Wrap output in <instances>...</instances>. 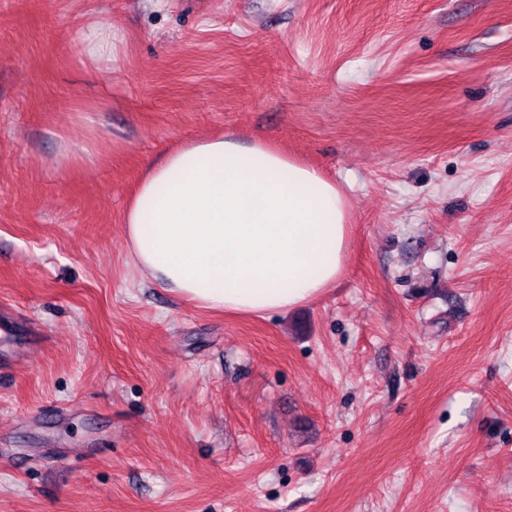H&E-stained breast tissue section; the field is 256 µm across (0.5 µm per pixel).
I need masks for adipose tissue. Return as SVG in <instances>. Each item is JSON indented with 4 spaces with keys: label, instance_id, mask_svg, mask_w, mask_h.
<instances>
[{
    "label": "adipose tissue",
    "instance_id": "1",
    "mask_svg": "<svg viewBox=\"0 0 512 512\" xmlns=\"http://www.w3.org/2000/svg\"><path fill=\"white\" fill-rule=\"evenodd\" d=\"M111 25L80 32L89 62L111 61ZM136 266L175 296L263 315L305 304L339 278L348 202L314 167L256 140L214 136L148 163L124 210Z\"/></svg>",
    "mask_w": 512,
    "mask_h": 512
}]
</instances>
